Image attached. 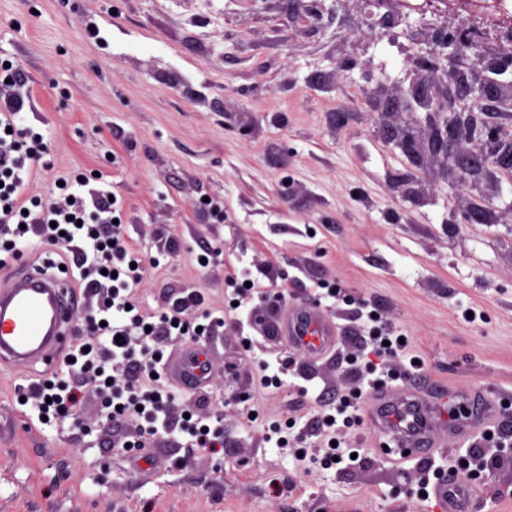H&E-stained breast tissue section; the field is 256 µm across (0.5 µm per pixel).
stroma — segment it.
Segmentation results:
<instances>
[{
  "label": "stroma",
  "mask_w": 512,
  "mask_h": 512,
  "mask_svg": "<svg viewBox=\"0 0 512 512\" xmlns=\"http://www.w3.org/2000/svg\"><path fill=\"white\" fill-rule=\"evenodd\" d=\"M369 12L368 0H0V59L27 72L39 108L28 121L51 147L29 190L54 202L58 178L102 172L125 201L120 231L150 261L137 286L147 311L183 289L223 308L227 278L247 269L258 286L331 308L341 326L347 302L328 294L340 287L399 327L409 362L399 385L511 395L512 222L499 216L512 211V174L457 190L431 180L364 102L377 83L408 84L407 26L454 29L467 16L389 0L394 27L367 42ZM354 87L362 100H348ZM204 197L223 219L200 208ZM478 202L492 222L465 221ZM201 243L212 251L204 268ZM266 328L232 311L208 342L213 380L198 412L222 415L230 448L190 455L178 433L162 434L147 477L113 451L125 431L103 426L96 379L82 386L76 428L20 402L26 370L0 368V512H439L418 481L451 466L474 477L484 512H512V470H481L465 448L396 465L376 456L380 437L365 424L341 435L357 466L265 448L302 372L344 391L356 383L298 352L284 388L236 401L241 383L225 369L274 362L273 349L239 344Z\"/></svg>",
  "instance_id": "35a3bbf8"
}]
</instances>
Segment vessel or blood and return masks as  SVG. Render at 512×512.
Here are the masks:
<instances>
[{"label":"vessel or blood","mask_w":512,"mask_h":512,"mask_svg":"<svg viewBox=\"0 0 512 512\" xmlns=\"http://www.w3.org/2000/svg\"><path fill=\"white\" fill-rule=\"evenodd\" d=\"M68 286L41 267L19 266L0 287V365H54L71 342L67 333L79 306L67 296ZM293 346L320 358L336 342V324L320 307L301 302L283 324ZM210 361L202 343L189 346L182 357L166 365L167 376L181 387L204 390ZM371 426L383 439L387 454L399 461H427L445 453L449 441L472 442L494 426L506 409L501 397L486 396L473 405L463 393L441 398L427 388L384 385L368 396ZM431 495L442 512H479L482 503L473 481L461 473L434 482Z\"/></svg>","instance_id":"1"}]
</instances>
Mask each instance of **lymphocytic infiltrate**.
<instances>
[{"label":"lymphocytic infiltrate","mask_w":512,"mask_h":512,"mask_svg":"<svg viewBox=\"0 0 512 512\" xmlns=\"http://www.w3.org/2000/svg\"><path fill=\"white\" fill-rule=\"evenodd\" d=\"M28 77L21 65L0 63V252L8 262L23 259L30 236H39L50 255H70L72 276L97 306L85 311L87 331L73 346L63 379L38 382L31 390L40 399L41 414L76 417L83 400L85 377L99 378L107 401V424L131 426L135 434L128 458L140 457L160 431L187 434L191 447L217 452L224 445L221 420H171L175 398L165 383L167 348L172 339L190 342L219 335L223 313L199 308L197 292L168 295L156 311L144 312L136 287L143 275L141 256L126 236L115 233L124 201L105 184H91L82 173L65 178L66 199L48 203L29 194L27 182L36 164L49 153L42 131L26 126ZM392 323L366 317L350 324L354 352L349 370L369 388L396 377L403 368L404 346Z\"/></svg>","instance_id":"f902f5d3"}]
</instances>
